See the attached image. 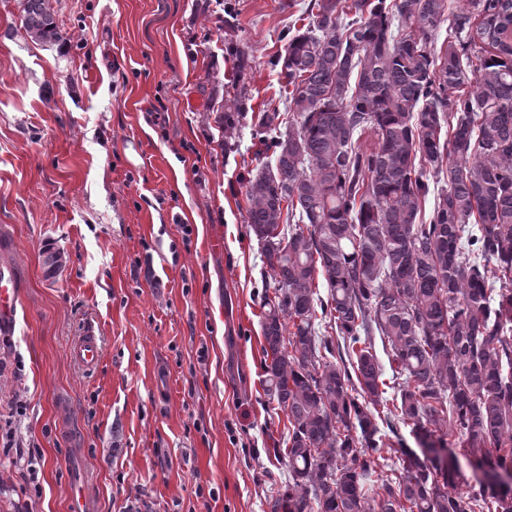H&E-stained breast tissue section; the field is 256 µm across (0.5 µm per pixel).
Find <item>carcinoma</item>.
Here are the masks:
<instances>
[{"label":"carcinoma","mask_w":512,"mask_h":512,"mask_svg":"<svg viewBox=\"0 0 512 512\" xmlns=\"http://www.w3.org/2000/svg\"><path fill=\"white\" fill-rule=\"evenodd\" d=\"M311 9L282 63L292 116L258 117L252 137L273 165L245 185L274 280L263 372L290 424L288 492L272 512H512L504 485H475L466 502L453 469L412 459L367 494L383 443L353 396L384 403L377 335L400 380L393 413L422 440L455 431L494 479L512 470V0ZM22 23L64 39L51 0H23ZM247 97L224 112L226 133Z\"/></svg>","instance_id":"1"}]
</instances>
